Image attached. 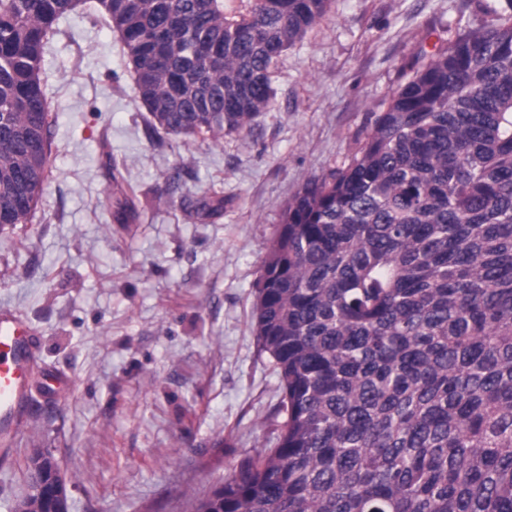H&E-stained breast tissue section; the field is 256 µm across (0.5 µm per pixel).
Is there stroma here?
<instances>
[{
    "label": "stroma",
    "mask_w": 512,
    "mask_h": 512,
    "mask_svg": "<svg viewBox=\"0 0 512 512\" xmlns=\"http://www.w3.org/2000/svg\"><path fill=\"white\" fill-rule=\"evenodd\" d=\"M482 21L474 0H331L278 63L269 109L217 142L150 131L96 0L56 24L49 178L30 223L0 231V307L69 385L34 391L40 433L0 463V512L25 495L37 447L61 465L69 512H181L184 494L273 446L279 378L252 307L283 206L347 164L420 51ZM113 166L136 197L126 226L112 221ZM207 197L223 209L195 215Z\"/></svg>",
    "instance_id": "stroma-1"
}]
</instances>
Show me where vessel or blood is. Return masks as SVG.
<instances>
[{"instance_id":"1","label":"vessel or blood","mask_w":512,"mask_h":512,"mask_svg":"<svg viewBox=\"0 0 512 512\" xmlns=\"http://www.w3.org/2000/svg\"><path fill=\"white\" fill-rule=\"evenodd\" d=\"M37 338L30 325L15 311L0 310V459H11L24 428V408L33 388L55 397L65 385L63 376L45 372L34 381L38 367Z\"/></svg>"}]
</instances>
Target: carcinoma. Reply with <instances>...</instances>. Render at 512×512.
<instances>
[{
    "label": "carcinoma",
    "mask_w": 512,
    "mask_h": 512,
    "mask_svg": "<svg viewBox=\"0 0 512 512\" xmlns=\"http://www.w3.org/2000/svg\"><path fill=\"white\" fill-rule=\"evenodd\" d=\"M0 0V231L49 177L48 34ZM98 0L151 130H251L330 0ZM422 52L348 163L284 206L256 284L280 434L183 512H512V0ZM115 224L133 192L110 172Z\"/></svg>",
    "instance_id": "cac0c4a2"
}]
</instances>
